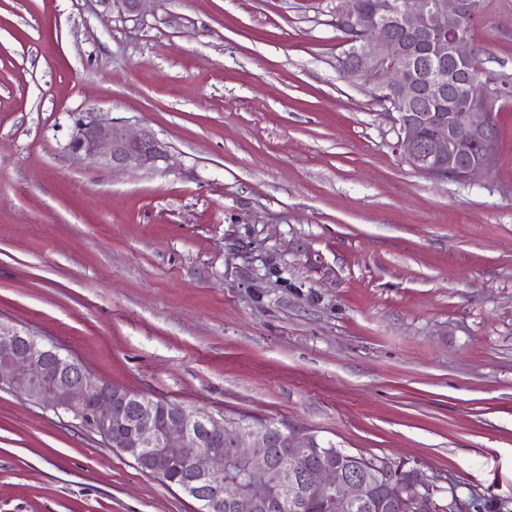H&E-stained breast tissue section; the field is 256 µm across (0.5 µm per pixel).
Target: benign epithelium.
<instances>
[{
	"mask_svg": "<svg viewBox=\"0 0 512 512\" xmlns=\"http://www.w3.org/2000/svg\"><path fill=\"white\" fill-rule=\"evenodd\" d=\"M474 0H339L336 25L354 34L343 41L339 71L371 91L391 117L395 151L427 178L468 183L488 171L496 154L495 112L504 88L480 63L476 38L466 21H476ZM455 101L443 116L432 106ZM77 164L103 168H154L166 159L149 130L133 133L101 113L73 115L66 144ZM39 406L66 414L107 441L120 424L130 428L122 451L143 469L159 471L172 462L186 466L181 490L198 499L204 512H271L279 503L300 512L308 497L327 498L332 512L390 509L435 512L440 505L418 470L403 479L382 480L373 499L359 465L344 471L332 459L312 462L305 448L312 434L295 426L272 433L266 425L218 418L201 408L160 407L157 400L95 378L79 360L51 342L0 321V385ZM224 441L225 450L203 446V438ZM250 464L245 483L224 480L226 459ZM278 460L277 491L257 499L249 489L272 478Z\"/></svg>",
	"mask_w": 512,
	"mask_h": 512,
	"instance_id": "1",
	"label": "benign epithelium"
}]
</instances>
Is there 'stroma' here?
I'll list each match as a JSON object with an SVG mask.
<instances>
[{"mask_svg": "<svg viewBox=\"0 0 512 512\" xmlns=\"http://www.w3.org/2000/svg\"><path fill=\"white\" fill-rule=\"evenodd\" d=\"M336 0H0V320L98 379L406 460L512 512V103L493 168L415 172L336 67ZM512 84V0H483ZM75 112L155 169L74 165ZM0 387V512H196Z\"/></svg>", "mask_w": 512, "mask_h": 512, "instance_id": "35a3bbf8", "label": "stroma"}]
</instances>
